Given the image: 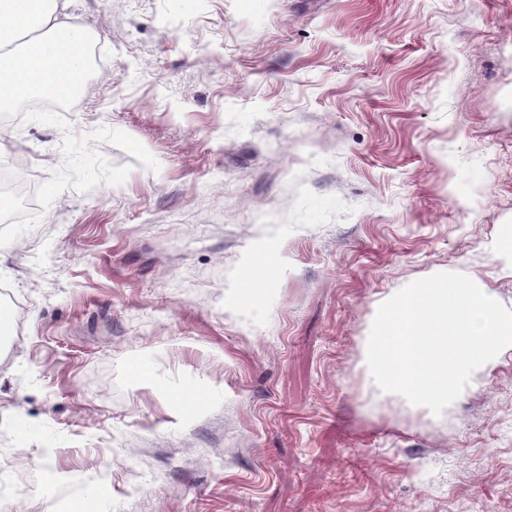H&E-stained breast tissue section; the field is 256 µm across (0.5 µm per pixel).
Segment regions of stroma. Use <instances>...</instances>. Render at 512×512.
Returning <instances> with one entry per match:
<instances>
[{"label":"stroma","instance_id":"obj_1","mask_svg":"<svg viewBox=\"0 0 512 512\" xmlns=\"http://www.w3.org/2000/svg\"><path fill=\"white\" fill-rule=\"evenodd\" d=\"M67 14L102 69L0 124V512H512V346L438 416L363 352L437 272L512 310V0Z\"/></svg>","mask_w":512,"mask_h":512}]
</instances>
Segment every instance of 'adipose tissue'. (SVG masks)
<instances>
[{"label": "adipose tissue", "mask_w": 512, "mask_h": 512, "mask_svg": "<svg viewBox=\"0 0 512 512\" xmlns=\"http://www.w3.org/2000/svg\"><path fill=\"white\" fill-rule=\"evenodd\" d=\"M59 0H0V14L13 16L17 29L44 31L43 39L29 44L21 56L0 54V108L13 106L19 98L49 94L63 86L59 66L41 48L56 44L61 55L76 57L84 47V33L58 20Z\"/></svg>", "instance_id": "1"}]
</instances>
